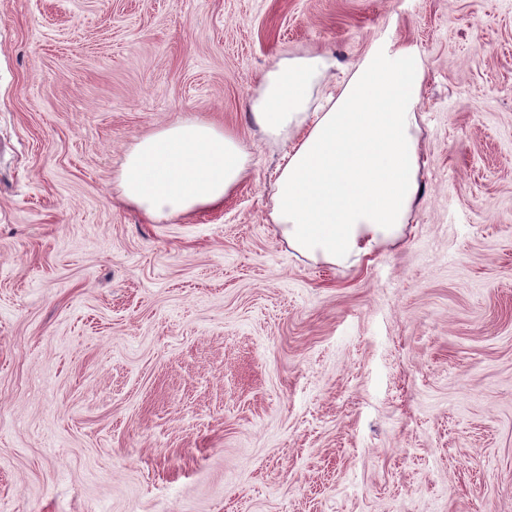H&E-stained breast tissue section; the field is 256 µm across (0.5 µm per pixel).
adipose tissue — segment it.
Instances as JSON below:
<instances>
[{
	"mask_svg": "<svg viewBox=\"0 0 512 512\" xmlns=\"http://www.w3.org/2000/svg\"><path fill=\"white\" fill-rule=\"evenodd\" d=\"M330 54L283 57L250 102L267 141L287 147L273 223L301 255L337 266L399 239L422 192L416 109L424 66L411 47L372 43L336 93L313 104ZM251 153L233 130L196 115L139 136L114 179L117 202L159 222L223 206Z\"/></svg>",
	"mask_w": 512,
	"mask_h": 512,
	"instance_id": "1",
	"label": "adipose tissue"
}]
</instances>
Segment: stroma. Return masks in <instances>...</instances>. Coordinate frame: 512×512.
I'll return each instance as SVG.
<instances>
[{"label":"stroma","instance_id":"35a3bbf8","mask_svg":"<svg viewBox=\"0 0 512 512\" xmlns=\"http://www.w3.org/2000/svg\"><path fill=\"white\" fill-rule=\"evenodd\" d=\"M424 63V190L357 266L271 220L274 61ZM194 114L224 205L115 203ZM0 512H512V0H0ZM251 153L233 130L196 115L139 136L114 179V199L152 221L188 220L222 207Z\"/></svg>","mask_w":512,"mask_h":512}]
</instances>
